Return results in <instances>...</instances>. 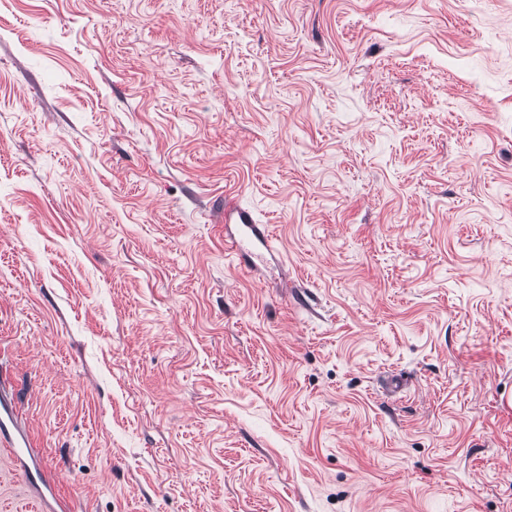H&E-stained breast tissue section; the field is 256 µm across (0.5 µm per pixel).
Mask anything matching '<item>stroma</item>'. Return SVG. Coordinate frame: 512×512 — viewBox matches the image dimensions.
Returning <instances> with one entry per match:
<instances>
[{
    "instance_id": "35a3bbf8",
    "label": "stroma",
    "mask_w": 512,
    "mask_h": 512,
    "mask_svg": "<svg viewBox=\"0 0 512 512\" xmlns=\"http://www.w3.org/2000/svg\"><path fill=\"white\" fill-rule=\"evenodd\" d=\"M0 394L66 512H512V0H0ZM224 206V221L226 218V214L232 213L236 214L237 222L236 224H241V234L243 237H254L256 238L263 246L269 247L271 241V231L269 227L264 224H255V218L251 211L244 209L240 206L228 204L227 197L224 198V202H220L219 206L221 210Z\"/></svg>"
}]
</instances>
